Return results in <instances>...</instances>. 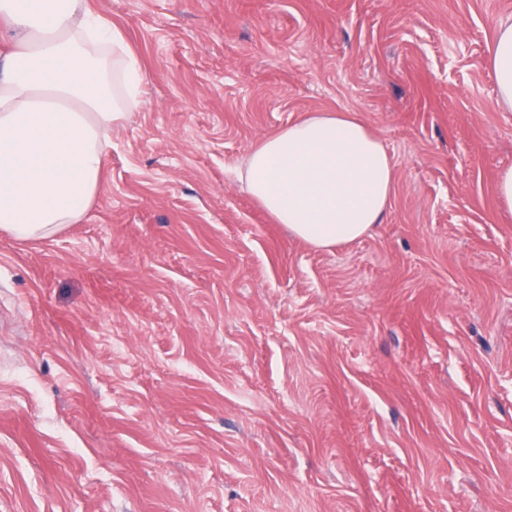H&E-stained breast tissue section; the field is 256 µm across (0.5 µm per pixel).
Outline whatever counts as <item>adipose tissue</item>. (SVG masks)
I'll list each match as a JSON object with an SVG mask.
<instances>
[{
  "label": "adipose tissue",
  "instance_id": "adipose-tissue-1",
  "mask_svg": "<svg viewBox=\"0 0 512 512\" xmlns=\"http://www.w3.org/2000/svg\"><path fill=\"white\" fill-rule=\"evenodd\" d=\"M486 61L512 110V19ZM145 82L121 29L87 0H0V233L48 239L86 217L107 132L144 107ZM239 177L291 237L325 249L374 232L396 171L357 113L313 112L253 145Z\"/></svg>",
  "mask_w": 512,
  "mask_h": 512
}]
</instances>
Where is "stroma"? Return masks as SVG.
Instances as JSON below:
<instances>
[{
  "label": "stroma",
  "instance_id": "stroma-1",
  "mask_svg": "<svg viewBox=\"0 0 512 512\" xmlns=\"http://www.w3.org/2000/svg\"><path fill=\"white\" fill-rule=\"evenodd\" d=\"M147 75L104 189L0 234V512H512V0H90ZM355 112L382 224L315 250L236 170ZM486 61L496 83L500 104L512 110V19L501 21L488 43Z\"/></svg>",
  "mask_w": 512,
  "mask_h": 512
}]
</instances>
